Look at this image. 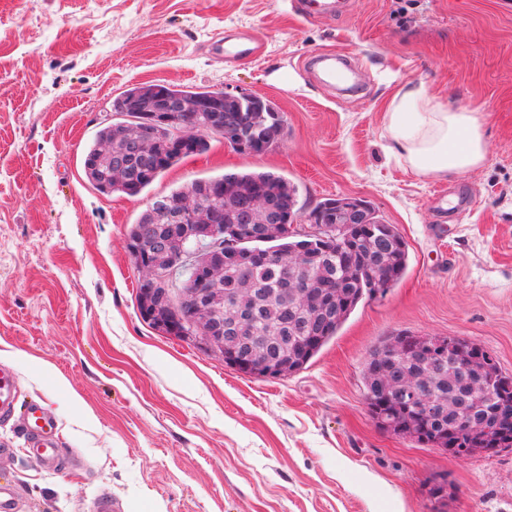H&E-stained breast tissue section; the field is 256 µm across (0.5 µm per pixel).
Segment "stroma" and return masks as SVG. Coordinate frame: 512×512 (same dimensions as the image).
<instances>
[{"label": "stroma", "mask_w": 512, "mask_h": 512, "mask_svg": "<svg viewBox=\"0 0 512 512\" xmlns=\"http://www.w3.org/2000/svg\"><path fill=\"white\" fill-rule=\"evenodd\" d=\"M224 32L259 54L209 51ZM318 51L348 55L362 94L319 87L304 68ZM135 83L266 97L284 138L247 156L215 136L140 195L101 194L86 150ZM406 83L485 114L479 167L423 175L389 153ZM237 171L286 177L303 214L364 199L408 247L404 279L285 377L238 373L138 312L130 225ZM400 333L465 338L512 375V0H347L333 21L290 0H0V365L55 417L60 457L46 466L0 423L18 512H93L102 493L115 512H512V448L457 456L371 419L363 362Z\"/></svg>", "instance_id": "obj_1"}]
</instances>
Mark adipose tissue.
<instances>
[{
	"instance_id": "ef3b65f1",
	"label": "adipose tissue",
	"mask_w": 512,
	"mask_h": 512,
	"mask_svg": "<svg viewBox=\"0 0 512 512\" xmlns=\"http://www.w3.org/2000/svg\"><path fill=\"white\" fill-rule=\"evenodd\" d=\"M386 118L392 153L417 173H463L484 160L483 114L453 111L424 87H401Z\"/></svg>"
}]
</instances>
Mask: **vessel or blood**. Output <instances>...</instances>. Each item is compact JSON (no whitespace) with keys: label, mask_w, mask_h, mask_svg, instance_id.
I'll use <instances>...</instances> for the list:
<instances>
[{"label":"vessel or blood","mask_w":512,"mask_h":512,"mask_svg":"<svg viewBox=\"0 0 512 512\" xmlns=\"http://www.w3.org/2000/svg\"><path fill=\"white\" fill-rule=\"evenodd\" d=\"M298 12L311 19H335L338 9L335 0H294ZM211 48L224 56L226 61L238 62L254 57L259 51L258 41L249 35L230 40L215 39ZM313 64L322 67L329 85L348 83L351 68L340 64L334 54H316ZM19 416L21 426L31 439L32 450L44 462H51L57 455L54 416L35 400L24 401L20 398L18 381L14 372L0 366V418Z\"/></svg>","instance_id":"b4317fda"}]
</instances>
